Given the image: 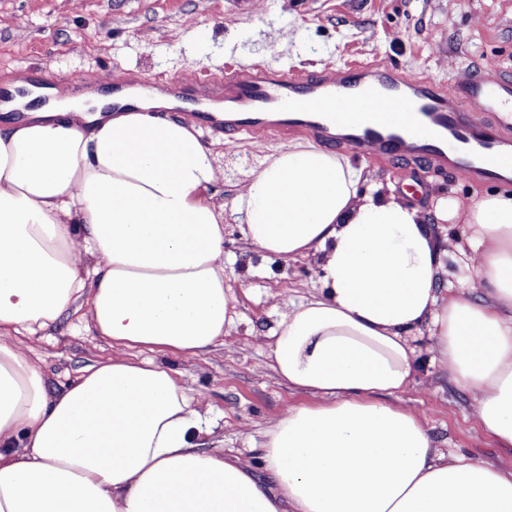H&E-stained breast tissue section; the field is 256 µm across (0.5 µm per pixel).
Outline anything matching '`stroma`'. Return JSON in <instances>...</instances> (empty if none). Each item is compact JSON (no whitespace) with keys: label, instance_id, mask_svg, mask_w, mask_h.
<instances>
[{"label":"stroma","instance_id":"obj_1","mask_svg":"<svg viewBox=\"0 0 512 512\" xmlns=\"http://www.w3.org/2000/svg\"><path fill=\"white\" fill-rule=\"evenodd\" d=\"M353 62L398 66L449 89L470 75L512 81V0H0V84L22 74L47 78L76 70L101 85L117 73L153 83L190 70L242 74L260 64L309 73ZM200 139L215 151L218 180L208 194L226 209L224 254L232 263L224 279L241 317L223 345L196 357L113 346L80 311L14 341L40 366L54 392L109 356L168 364L216 422L206 447L233 451L257 467L261 461L249 451L252 439L287 407L315 401L276 377L264 334L290 302L316 285L318 261L263 256L246 241L242 219L230 210L238 188L282 139L269 136L257 144L241 135L232 150L208 131ZM339 153L366 176L359 194L376 184L424 210L440 194L463 201L492 189L426 158L379 161L346 147ZM393 402L424 417L439 447L512 466V450L484 434L469 397L444 383L436 368L423 366Z\"/></svg>","mask_w":512,"mask_h":512}]
</instances>
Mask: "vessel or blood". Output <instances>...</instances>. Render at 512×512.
Here are the masks:
<instances>
[{
	"mask_svg": "<svg viewBox=\"0 0 512 512\" xmlns=\"http://www.w3.org/2000/svg\"><path fill=\"white\" fill-rule=\"evenodd\" d=\"M145 92L150 98L192 96L223 102V111L193 110L185 117L230 142L239 135L286 139L305 134L328 146H352L380 159L428 158L475 183L512 184V171L499 165L500 156L512 148V137L479 118L501 94L512 95V86L503 90L469 77L461 92L451 94L392 67L353 64L311 76L257 65L242 75L226 73L207 80L190 71L174 81L147 85ZM353 96L361 100L367 119H342L338 105ZM404 112L414 118L416 131L399 123Z\"/></svg>",
	"mask_w": 512,
	"mask_h": 512,
	"instance_id": "1",
	"label": "vessel or blood"
}]
</instances>
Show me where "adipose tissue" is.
Returning <instances> with one entry per match:
<instances>
[{"instance_id":"1","label":"adipose tissue","mask_w":512,"mask_h":512,"mask_svg":"<svg viewBox=\"0 0 512 512\" xmlns=\"http://www.w3.org/2000/svg\"><path fill=\"white\" fill-rule=\"evenodd\" d=\"M165 97L129 108L90 91L0 126V512H512V468L437 446L390 404L431 363L512 448V193L430 212L379 192L315 143L265 156L233 201L247 242L318 260L314 293L268 333L270 368L316 396L262 433L251 465L202 448L210 421L177 372L111 357L61 393L11 339L85 308L98 336L193 357L239 320L224 280V209L195 125ZM457 224L469 287L436 236Z\"/></svg>"}]
</instances>
